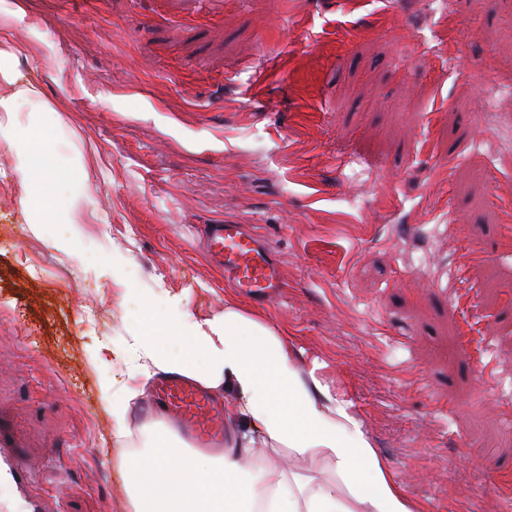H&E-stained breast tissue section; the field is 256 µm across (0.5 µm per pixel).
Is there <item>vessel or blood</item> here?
Wrapping results in <instances>:
<instances>
[{"label":"vessel or blood","mask_w":512,"mask_h":512,"mask_svg":"<svg viewBox=\"0 0 512 512\" xmlns=\"http://www.w3.org/2000/svg\"><path fill=\"white\" fill-rule=\"evenodd\" d=\"M203 247L211 263L223 269L240 292L267 300L278 294L282 281L277 264L242 225H206ZM154 397L196 447L223 445L224 405L199 385L182 377L163 376L155 382ZM30 475V464L13 448L7 430L0 427V485L20 495Z\"/></svg>","instance_id":"b4317fda"}]
</instances>
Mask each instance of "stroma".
Instances as JSON below:
<instances>
[{"label":"stroma","instance_id":"1","mask_svg":"<svg viewBox=\"0 0 512 512\" xmlns=\"http://www.w3.org/2000/svg\"><path fill=\"white\" fill-rule=\"evenodd\" d=\"M0 36L41 91L18 120L49 108L82 170L66 253L0 141V421L66 459L27 489L43 512H132L123 468L159 414L142 384L138 434H114L101 381L169 292L319 363L425 512H512V0H0ZM225 222L279 265L274 299L206 258ZM116 254L131 286L101 273Z\"/></svg>","mask_w":512,"mask_h":512}]
</instances>
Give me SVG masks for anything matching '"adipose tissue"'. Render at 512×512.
<instances>
[{"instance_id":"adipose-tissue-1","label":"adipose tissue","mask_w":512,"mask_h":512,"mask_svg":"<svg viewBox=\"0 0 512 512\" xmlns=\"http://www.w3.org/2000/svg\"><path fill=\"white\" fill-rule=\"evenodd\" d=\"M0 84L9 89L0 96V137L14 150L38 222L59 223L56 199L81 170L59 165L46 132L14 125L19 103L39 99L40 91L21 82L4 41ZM122 353L224 389L237 405L220 456L179 447L163 428L149 434L127 461L133 512H424L377 454L352 402L332 396L316 368L300 372L278 335L238 309L201 322L145 312ZM258 445L295 458L320 453L328 471L320 478L294 472L257 458Z\"/></svg>"}]
</instances>
